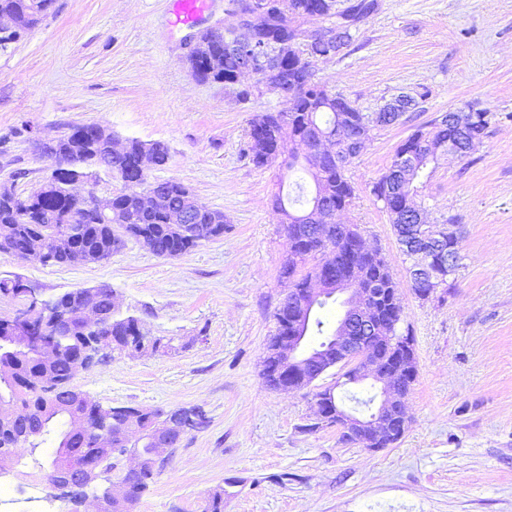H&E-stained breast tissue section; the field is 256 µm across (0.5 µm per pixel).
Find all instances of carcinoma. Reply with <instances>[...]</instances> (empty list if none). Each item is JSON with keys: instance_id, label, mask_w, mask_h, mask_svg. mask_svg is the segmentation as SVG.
<instances>
[{"instance_id": "obj_1", "label": "carcinoma", "mask_w": 512, "mask_h": 512, "mask_svg": "<svg viewBox=\"0 0 512 512\" xmlns=\"http://www.w3.org/2000/svg\"><path fill=\"white\" fill-rule=\"evenodd\" d=\"M54 0H0V13H9L17 19V29L8 35H0V47L21 38L33 29L50 11ZM377 9V0H353L344 8L336 7V0H268V10L263 27L255 28V35L269 40L290 41L304 37L307 26L317 23L320 26H334L339 18L351 11L362 22ZM202 42L200 56H211L216 64L202 74L201 81L219 83L233 91L237 98L248 102L256 94L254 89H235L231 85L233 75L239 67L237 57L228 52L226 41L235 37V32L227 35H212L203 30L198 32ZM270 91L280 95L283 107L276 111L260 112L250 121L246 153L252 163L263 167L272 159L282 157L288 169L299 166L297 155L290 152L288 142L305 140L313 130H323L338 137L336 154L323 159L319 171V182L323 190L330 193V204L338 211L345 210L355 197V187L345 172L358 151L348 146L346 134L341 124L354 119L366 122L372 129L387 127L401 121L404 113L363 112L355 102L331 93L325 85L311 79L306 80L300 60L284 63L279 61L268 65L263 72ZM453 114L440 115L426 125L417 128L395 150L394 156L407 152L413 157L412 171L400 179H393L391 170H386L373 183L371 193L379 202H388L385 208L392 221L398 243L410 231L411 223L406 213L418 207L415 198L421 195L424 180L434 171L433 164L438 155L429 151L428 145H446L457 157L468 155L467 144L459 140L452 127ZM263 126L277 133L270 142L281 141L275 148L274 158H269L265 145L254 138V131ZM85 127L73 126L70 132L54 144L46 145L43 151L66 154L70 148L83 144L92 150L94 162L100 168L110 169L118 174L127 170L136 171L141 165V157L147 156L152 168H160L169 160L168 146L156 141L145 144L136 139L127 140L126 152L113 154L108 150L107 140L100 137L87 139L83 136ZM172 203L179 204L187 190L182 183L166 180L160 185ZM139 189L126 186L116 195L113 206L116 208L114 223L95 222L90 209L78 203H68L52 197L35 198L29 194L22 196L12 192L6 196L0 192V252L21 257V252L32 243L38 244L51 258L53 265L71 263L67 252L56 247L58 237L66 234L69 227L78 223L83 226V234L78 246L87 252L86 262L95 263L108 259L113 253L125 247L126 239L132 238L158 257L175 258L190 252L200 243L224 235V215L217 210H205L192 224L178 228L166 223L164 216L157 212L139 208ZM132 223H127V220ZM284 229L291 241V258L281 267V276L289 281L294 292L300 293L309 283L324 274V261H319L309 270L306 262L317 257L299 239L294 225L286 224ZM429 234L445 237L444 246L452 251L450 273H455L459 261V243L446 241L448 222L427 225ZM328 254L338 258L347 242L336 239V226L323 229ZM370 277L377 278L388 288L395 286L389 265L381 253L373 251L371 256L353 259ZM99 307L105 314V322L112 327V335L120 337L125 347H139V336L135 329L141 327L138 319L117 317L112 309V290L103 284L99 287ZM84 346L83 336H60L56 342V355L51 360L37 356L35 349H18L13 346L0 352V370L10 373L12 382L0 388L3 398L9 399L19 410L15 416H0V463L12 458L18 448H38L46 441V436L55 434L58 441L56 455L66 454L80 459L101 452L91 436H69L63 426L65 418L75 413H86L87 406L78 400L77 390L71 385L73 378L72 357ZM152 411L147 408L116 406L112 408V441L119 442L121 448H134L138 440L132 439L131 426L144 423ZM185 425L205 423V414L194 408H179L172 412ZM156 469L149 465L132 478L131 488L135 498L148 489Z\"/></svg>"}]
</instances>
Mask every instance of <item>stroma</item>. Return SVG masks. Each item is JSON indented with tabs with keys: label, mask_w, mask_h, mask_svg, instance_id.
I'll use <instances>...</instances> for the list:
<instances>
[{
	"label": "stroma",
	"mask_w": 512,
	"mask_h": 512,
	"mask_svg": "<svg viewBox=\"0 0 512 512\" xmlns=\"http://www.w3.org/2000/svg\"><path fill=\"white\" fill-rule=\"evenodd\" d=\"M168 0H55L38 26L0 49V186L27 194L51 174L38 144L97 124L120 139L160 141L169 161L150 179L175 180L224 214L223 237L177 258L135 241L104 261L43 265L0 253V277L21 276L44 297L108 285L120 316L170 342L165 353L112 352L79 371L75 389L105 406L200 408L133 512H204L215 490L224 512H512V0H378L344 54L317 63L331 92L378 111L400 93L419 105L374 130L346 175L356 188L337 214L381 251L405 308L418 375L408 428L373 452L313 428L316 393L333 389L348 412L371 381L337 386L328 371L301 389L262 376L288 289L290 243L273 208L296 179L281 161L245 153L255 113L281 108L265 94L242 103L195 80L187 31ZM473 107L493 112L466 158H440L423 189L430 224L449 222L460 260L449 290L415 297L387 214L370 193L418 126ZM56 445L21 449L7 512H68L45 473Z\"/></svg>",
	"instance_id": "1"
}]
</instances>
